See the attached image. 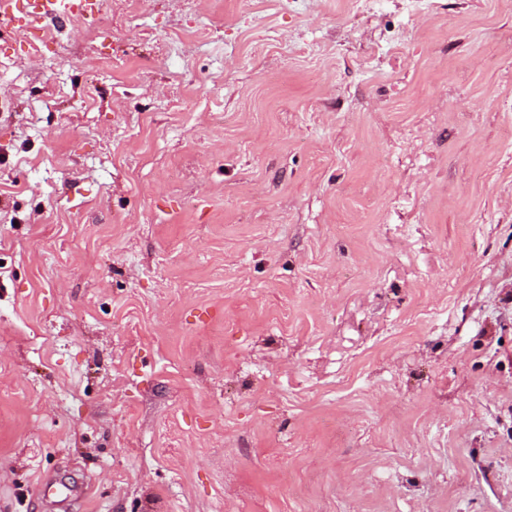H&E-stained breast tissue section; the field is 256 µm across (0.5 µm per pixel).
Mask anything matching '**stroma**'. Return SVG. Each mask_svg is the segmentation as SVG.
<instances>
[{
  "mask_svg": "<svg viewBox=\"0 0 512 512\" xmlns=\"http://www.w3.org/2000/svg\"><path fill=\"white\" fill-rule=\"evenodd\" d=\"M0 512H512V0L0 31Z\"/></svg>",
  "mask_w": 512,
  "mask_h": 512,
  "instance_id": "35a3bbf8",
  "label": "stroma"
}]
</instances>
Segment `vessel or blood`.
I'll use <instances>...</instances> for the list:
<instances>
[{
	"label": "vessel or blood",
	"mask_w": 512,
	"mask_h": 512,
	"mask_svg": "<svg viewBox=\"0 0 512 512\" xmlns=\"http://www.w3.org/2000/svg\"><path fill=\"white\" fill-rule=\"evenodd\" d=\"M99 0H0V29L37 28L61 16L81 20L95 17Z\"/></svg>",
	"instance_id": "b4317fda"
}]
</instances>
